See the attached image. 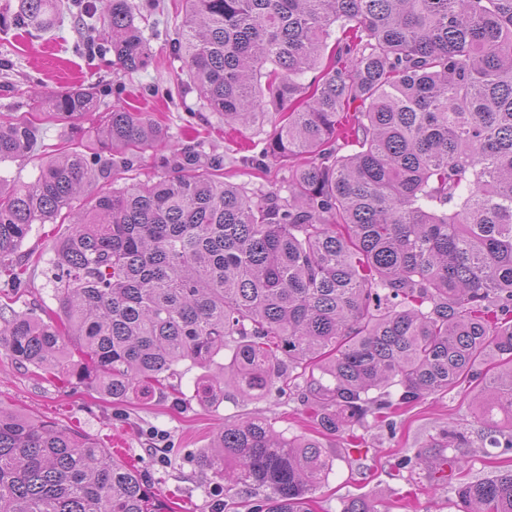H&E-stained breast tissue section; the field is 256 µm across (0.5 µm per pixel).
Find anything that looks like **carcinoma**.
<instances>
[{
	"instance_id": "cac0c4a2",
	"label": "carcinoma",
	"mask_w": 512,
	"mask_h": 512,
	"mask_svg": "<svg viewBox=\"0 0 512 512\" xmlns=\"http://www.w3.org/2000/svg\"><path fill=\"white\" fill-rule=\"evenodd\" d=\"M182 2L176 48L203 104L229 129L281 114L258 168L289 163L288 196L254 198L186 148L87 205L86 155L59 153L0 187V275L13 291L31 226L63 212L74 224L54 250L58 320L0 306V344L114 400L175 388L165 381L185 361L206 369L194 381L206 402L286 385L329 434L369 414L392 429L403 406L492 364L476 420L491 447L512 448V0ZM60 7L19 0L12 20L44 32ZM84 12L111 31L113 65L146 66L130 0ZM97 109L78 86L1 114L0 161L31 151L40 112L76 128ZM99 137L128 167L166 134L114 106ZM425 447L439 458L471 441L448 427ZM201 466L226 491L262 493L249 512H312L333 459L319 438L286 437L257 414L224 424ZM454 491L463 512H512V470ZM0 512L174 509L109 449L0 408ZM342 512L381 510L353 497Z\"/></svg>"
}]
</instances>
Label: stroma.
<instances>
[{"mask_svg": "<svg viewBox=\"0 0 512 512\" xmlns=\"http://www.w3.org/2000/svg\"><path fill=\"white\" fill-rule=\"evenodd\" d=\"M131 3L151 49L146 67L135 73L116 71L105 49L109 32L88 26L79 8L57 15L52 30L33 36L14 28L9 17L0 18V113L20 116L29 111L34 90L49 95L90 85L101 105L150 112L167 132L165 145L146 150L130 168L117 169V182L153 178L159 172L160 156L169 154L171 144L185 147L194 137L202 159H223L225 180L243 186L249 195L286 193L287 166L264 172L250 163L259 155L270 123L225 134L223 117L204 108L183 74L174 48L182 18L180 0ZM97 133L98 116L94 113L75 134L52 117H44L34 150L25 159L0 162V178L31 181L42 164L68 146L72 136L91 143ZM70 232L67 223L33 225L19 250L27 267L25 284L15 292L0 279L1 303L12 302L19 312L32 309L43 317L53 315L57 309L53 247ZM200 373L197 367L186 372L179 390L115 402L95 388L68 383L62 376L36 377L0 345V406L91 436L116 457L151 475L159 497L176 502L180 512H245L240 505L244 491H225L200 466L216 431L224 423L258 414L286 436H312L316 433L313 414L296 391L274 389L251 401L230 394L217 405L199 402L194 381ZM474 396V391L462 385L405 407L396 418L395 430L377 426L369 418L353 430L323 436L335 463L316 494L315 512H341L342 502L357 495L381 499L387 512H458L454 485L461 480L486 479L503 463L512 467V450L474 443L466 453L465 465L450 470L441 486L434 484L427 466L404 469L400 462L447 424L476 432ZM354 435L368 448L366 459L347 455Z\"/></svg>", "mask_w": 512, "mask_h": 512, "instance_id": "obj_1", "label": "stroma"}]
</instances>
